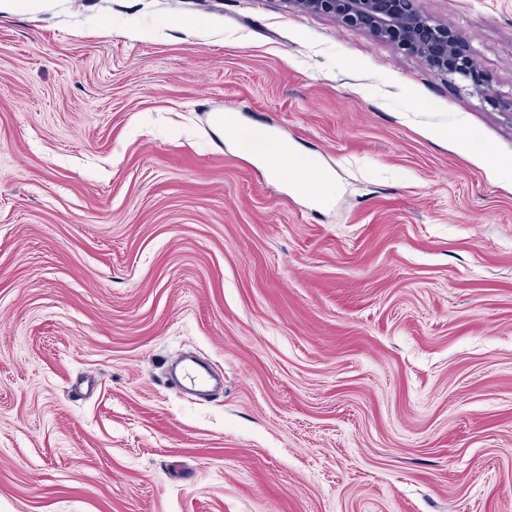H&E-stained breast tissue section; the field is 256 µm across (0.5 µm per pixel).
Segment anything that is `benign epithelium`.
Instances as JSON below:
<instances>
[{
	"instance_id": "7a95c632",
	"label": "benign epithelium",
	"mask_w": 512,
	"mask_h": 512,
	"mask_svg": "<svg viewBox=\"0 0 512 512\" xmlns=\"http://www.w3.org/2000/svg\"><path fill=\"white\" fill-rule=\"evenodd\" d=\"M304 11L333 17L344 27L364 30L395 44L431 70L469 81L483 97L497 101L492 83L476 80L470 47L446 26L434 24L417 7V0H286Z\"/></svg>"
}]
</instances>
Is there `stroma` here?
<instances>
[{
    "instance_id": "stroma-1",
    "label": "stroma",
    "mask_w": 512,
    "mask_h": 512,
    "mask_svg": "<svg viewBox=\"0 0 512 512\" xmlns=\"http://www.w3.org/2000/svg\"><path fill=\"white\" fill-rule=\"evenodd\" d=\"M418 7L497 104L285 0H0V512H512V0ZM268 164L274 174L285 171H294L299 175L301 183L312 190L321 191L330 184V179L318 171L316 164L311 160L298 161L288 152V147L275 144L267 157Z\"/></svg>"
}]
</instances>
